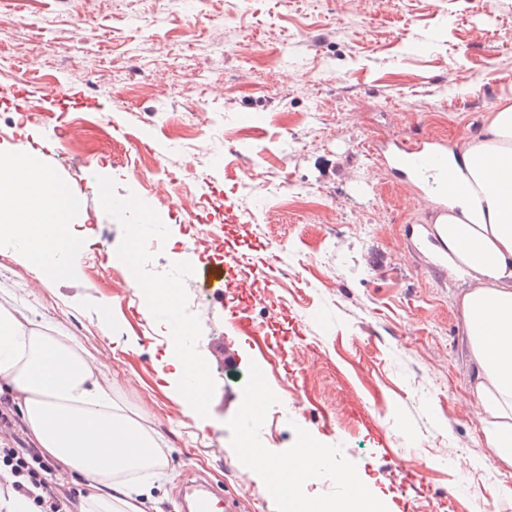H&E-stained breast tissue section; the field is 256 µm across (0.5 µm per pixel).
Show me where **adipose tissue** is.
I'll list each match as a JSON object with an SVG mask.
<instances>
[{
	"instance_id": "1",
	"label": "adipose tissue",
	"mask_w": 512,
	"mask_h": 512,
	"mask_svg": "<svg viewBox=\"0 0 512 512\" xmlns=\"http://www.w3.org/2000/svg\"><path fill=\"white\" fill-rule=\"evenodd\" d=\"M455 174L468 193L450 197L441 238L450 266L470 286L462 316L476 364L473 393L495 459L512 467V105L500 107L485 137L461 146ZM72 190L29 157L0 153V238L10 239L35 269L68 276L74 256ZM94 357L70 337L32 328L12 305L0 304V391L19 397L27 427L44 453L69 473L95 481L82 512H144L130 475L161 466L156 436L115 411ZM272 483L288 488V512H379L356 477L334 501L298 499L295 489L313 474L301 456L269 466Z\"/></svg>"
}]
</instances>
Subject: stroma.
Wrapping results in <instances>:
<instances>
[{"label": "stroma", "mask_w": 512, "mask_h": 512, "mask_svg": "<svg viewBox=\"0 0 512 512\" xmlns=\"http://www.w3.org/2000/svg\"><path fill=\"white\" fill-rule=\"evenodd\" d=\"M131 64L140 74L129 79ZM18 85L34 113L16 128L0 116V151L35 154L72 187L84 239L105 252L96 266L76 260L65 288L0 241V304L78 339L117 411L160 435L168 466L138 478L144 512H180L174 489L198 476L242 512H282L248 450L301 446L328 451L303 488L312 500L342 498L346 471L381 512H432L443 497L449 512H512V468L491 457L472 395L465 285L416 241L432 204L358 149L395 133L480 139L512 104V0L491 12L478 0H334L323 11L310 0H0V92ZM61 93L95 107L55 112ZM292 182L309 194L282 193ZM215 185L238 211V252L270 260L250 332L227 321L234 300L214 306L194 283L211 260L188 226ZM101 186L131 208H103ZM170 199L183 207L161 250L122 265L129 225ZM114 265L141 287H118ZM147 283L178 285L189 309L206 417L171 375V336L143 311ZM221 343L236 352L234 376L212 356ZM257 374L269 399L250 426L225 391ZM352 392L385 446L351 415ZM404 461L425 463L422 483L401 486Z\"/></svg>", "instance_id": "stroma-1"}]
</instances>
